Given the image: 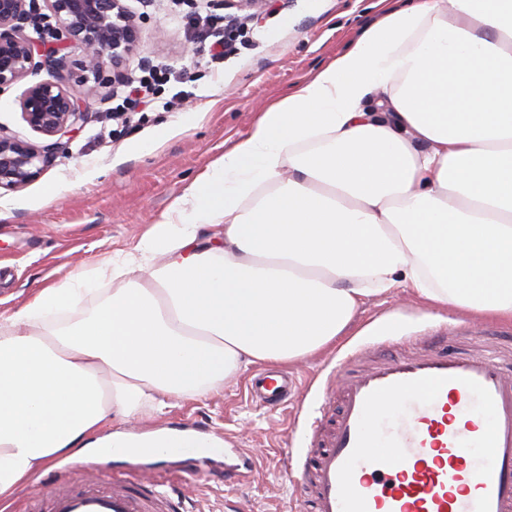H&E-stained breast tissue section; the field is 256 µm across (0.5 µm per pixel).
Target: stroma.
<instances>
[{
    "instance_id": "obj_1",
    "label": "stroma",
    "mask_w": 512,
    "mask_h": 512,
    "mask_svg": "<svg viewBox=\"0 0 512 512\" xmlns=\"http://www.w3.org/2000/svg\"><path fill=\"white\" fill-rule=\"evenodd\" d=\"M124 4L141 27L126 74L147 59L182 79L165 85L142 119L120 126L112 109L123 84L84 82V51L70 45L67 88L85 101L86 118L72 137L62 138L53 163L37 179L0 188L1 312L80 266L133 250L195 176L248 133L259 112L348 50L381 11L377 0H274L251 22L239 54L209 68L203 42L184 30L170 0ZM46 76L41 70L0 89V133L48 144L23 121L19 106L25 89ZM391 314L409 318L411 336L447 330L452 352L474 350L483 341L512 351L511 321L432 307L410 289L395 288L367 299L351 331L330 350L286 364L299 381L287 406L269 409L251 400L246 385L257 371L252 365L207 398L183 399L162 413L143 407L127 425L136 432L187 427L217 434L229 458L246 451V478L180 479L171 458L129 456L117 460L116 469L146 479L174 475L189 512H308L285 478L303 462L307 421L322 398L340 400L339 385L328 379L337 359L393 351L398 333L385 324Z\"/></svg>"
}]
</instances>
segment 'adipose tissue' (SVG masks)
I'll use <instances>...</instances> for the list:
<instances>
[{"instance_id": "1", "label": "adipose tissue", "mask_w": 512, "mask_h": 512, "mask_svg": "<svg viewBox=\"0 0 512 512\" xmlns=\"http://www.w3.org/2000/svg\"><path fill=\"white\" fill-rule=\"evenodd\" d=\"M105 279L119 288L84 307ZM403 285L512 322V0H396L133 251L0 313V500L53 462L221 447L100 430L323 351Z\"/></svg>"}]
</instances>
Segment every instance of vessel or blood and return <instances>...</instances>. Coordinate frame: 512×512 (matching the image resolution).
Returning a JSON list of instances; mask_svg holds the SVG:
<instances>
[{"label": "vessel or blood", "mask_w": 512, "mask_h": 512, "mask_svg": "<svg viewBox=\"0 0 512 512\" xmlns=\"http://www.w3.org/2000/svg\"><path fill=\"white\" fill-rule=\"evenodd\" d=\"M446 342L431 333L358 370L336 364L339 408L313 422L295 482L311 512H512V360L492 350L451 354ZM290 393L276 374L250 389L268 405ZM109 468L68 466L69 481L31 493L34 512H182L165 481L145 487Z\"/></svg>", "instance_id": "vessel-or-blood-1"}]
</instances>
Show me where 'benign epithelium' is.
<instances>
[{
	"instance_id": "7a95c632",
	"label": "benign epithelium",
	"mask_w": 512,
	"mask_h": 512,
	"mask_svg": "<svg viewBox=\"0 0 512 512\" xmlns=\"http://www.w3.org/2000/svg\"><path fill=\"white\" fill-rule=\"evenodd\" d=\"M37 0H0V88L44 69L48 78L28 87L20 101L28 127L47 137L66 136L84 120L83 102L64 86L70 43L84 49L82 71L97 80L106 69L112 81L139 43L140 27L123 0H46L59 26L53 44L24 33ZM61 142L37 147L0 134V187H19L42 174Z\"/></svg>"
}]
</instances>
